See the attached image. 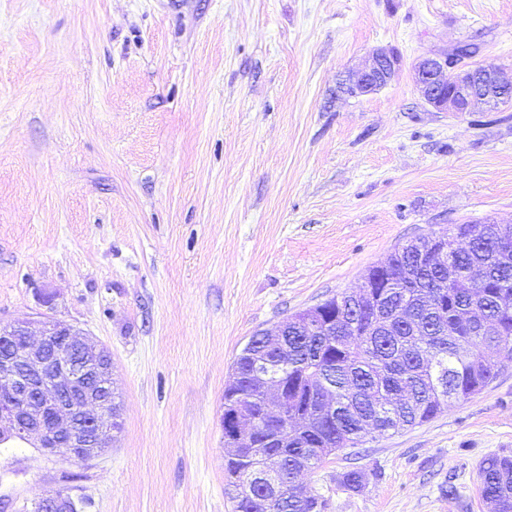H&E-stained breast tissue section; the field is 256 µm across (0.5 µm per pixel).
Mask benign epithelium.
Returning <instances> with one entry per match:
<instances>
[{"label": "benign epithelium", "mask_w": 512, "mask_h": 512, "mask_svg": "<svg viewBox=\"0 0 512 512\" xmlns=\"http://www.w3.org/2000/svg\"><path fill=\"white\" fill-rule=\"evenodd\" d=\"M465 56L424 58L414 66L415 86L424 101L440 112H461V103L492 104L512 94V77L492 65H474L477 84L448 85V71ZM398 62L386 48L373 50L361 66L349 70L345 92L365 96L390 81ZM31 322L0 323V438L34 436L54 455L91 459L112 447V357L88 342L85 333L60 320L42 322L41 338L31 341ZM268 400L288 403L280 380L268 388ZM227 440L253 445L258 422L245 409L226 422ZM42 512H75V499L59 489L39 501Z\"/></svg>", "instance_id": "benign-epithelium-1"}]
</instances>
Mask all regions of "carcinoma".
Returning a JSON list of instances; mask_svg holds the SVG:
<instances>
[{
	"mask_svg": "<svg viewBox=\"0 0 512 512\" xmlns=\"http://www.w3.org/2000/svg\"><path fill=\"white\" fill-rule=\"evenodd\" d=\"M495 224H459L448 256L430 264L420 252L397 250L383 266L374 292L387 298L366 311L343 293L313 309L325 326L320 336L288 318V351L253 336L235 359L224 388V415L249 406L270 430L289 422L278 485L293 483L328 456L381 435L435 418L448 402L482 392L512 357V249L496 243ZM477 276L485 295L469 288ZM482 320L468 319L470 310ZM288 382V410L264 400L268 384ZM265 451L239 447L224 456L227 482L236 488L234 512H325L317 495L302 502L273 499L261 477L239 473L241 457ZM480 496L491 512H512V459L492 456L479 465Z\"/></svg>",
	"mask_w": 512,
	"mask_h": 512,
	"instance_id": "obj_1",
	"label": "carcinoma"
}]
</instances>
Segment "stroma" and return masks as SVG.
<instances>
[{
  "mask_svg": "<svg viewBox=\"0 0 512 512\" xmlns=\"http://www.w3.org/2000/svg\"><path fill=\"white\" fill-rule=\"evenodd\" d=\"M465 44L512 76V0H0V323L82 329L121 404L91 460L0 442V512L60 488L83 512H233L224 385L251 336L410 240L512 224V105L438 112L414 85ZM379 47L391 81L337 93ZM491 456L512 457L510 359L297 482L327 512H489Z\"/></svg>",
  "mask_w": 512,
  "mask_h": 512,
  "instance_id": "obj_1",
  "label": "stroma"
}]
</instances>
